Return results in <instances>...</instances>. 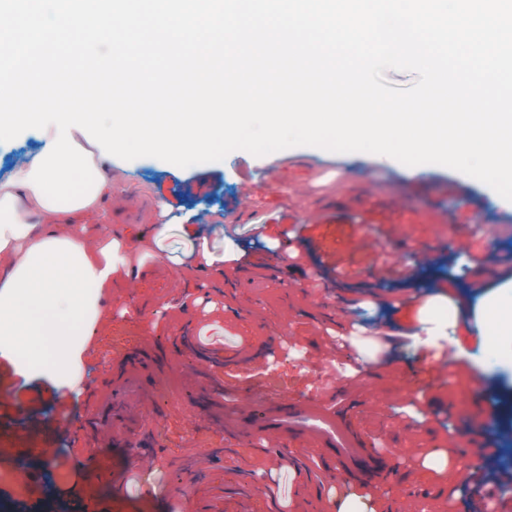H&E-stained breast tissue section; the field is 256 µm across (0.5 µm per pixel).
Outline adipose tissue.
<instances>
[{"label": "adipose tissue", "mask_w": 512, "mask_h": 512, "mask_svg": "<svg viewBox=\"0 0 512 512\" xmlns=\"http://www.w3.org/2000/svg\"><path fill=\"white\" fill-rule=\"evenodd\" d=\"M31 161H20L0 178V356L27 373L58 381L73 396L84 393L81 356L91 333L104 320V293L113 282H136L170 227L152 224L126 238L111 225L69 227L52 223V210L25 185ZM487 335L500 356L512 360V323L496 313L512 311V283L485 306Z\"/></svg>", "instance_id": "adipose-tissue-1"}]
</instances>
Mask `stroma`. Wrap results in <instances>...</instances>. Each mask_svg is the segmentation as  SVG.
<instances>
[{
	"instance_id": "1",
	"label": "stroma",
	"mask_w": 512,
	"mask_h": 512,
	"mask_svg": "<svg viewBox=\"0 0 512 512\" xmlns=\"http://www.w3.org/2000/svg\"><path fill=\"white\" fill-rule=\"evenodd\" d=\"M44 146L28 129L0 142V177ZM112 186L144 200H161L174 220L168 237L136 292L109 296L112 317L82 354L83 383L94 388L127 351L187 367L168 341L189 327L211 349L249 351L277 337L280 346L246 374L228 373L218 407L230 405L237 388L287 387L290 398L312 393L335 403L366 404L367 439L391 457L396 475L383 496L433 512L436 497L448 512H468L467 489L449 482L476 470H512V366L486 362L490 340L477 324L494 287L512 280V202L472 177L435 164L408 167L378 155L332 153L299 146L257 157L243 150L224 160L181 168L153 157L112 161ZM335 214L332 224L319 214ZM466 231L475 246L460 252L454 239ZM223 255V270L187 268L188 253ZM242 280L224 295V279ZM448 298L460 308L457 326L430 337L419 321L429 300ZM214 311H207V304ZM252 318L240 320L241 309ZM336 353L327 356V345ZM0 512H83L94 480L89 452L111 458L104 443L63 448L68 423L90 416L84 399L71 397L46 377L15 372L0 357ZM169 414L170 433L152 469L129 470L117 490L100 493L98 512H113L114 495L128 512H187L188 498L219 500L227 473L217 467L210 482L191 484L172 463L193 450L203 419L191 406L173 408L166 396L151 401ZM489 426L496 460L474 456L462 442L463 425ZM456 446L440 475L427 455ZM297 461L327 495L324 453L294 443L285 450L245 452L235 461L251 491H239V512H296Z\"/></svg>"
}]
</instances>
